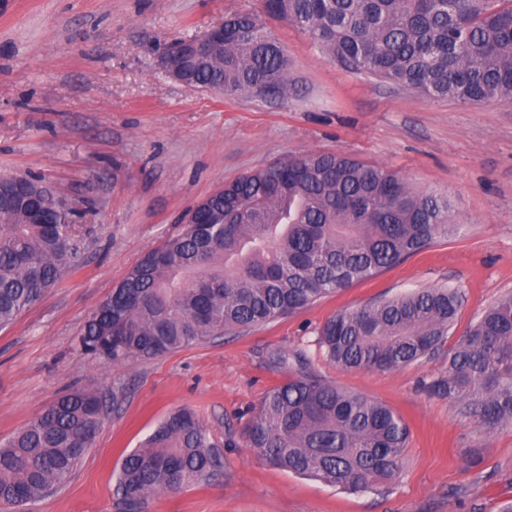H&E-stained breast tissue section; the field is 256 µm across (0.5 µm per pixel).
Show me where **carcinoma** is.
Wrapping results in <instances>:
<instances>
[{
  "label": "carcinoma",
  "mask_w": 512,
  "mask_h": 512,
  "mask_svg": "<svg viewBox=\"0 0 512 512\" xmlns=\"http://www.w3.org/2000/svg\"><path fill=\"white\" fill-rule=\"evenodd\" d=\"M280 16L345 67L464 104L512 101V0H275ZM188 87L286 98L288 54L262 16L209 29ZM27 194L53 215L40 222L14 179L0 177V328L38 302L76 262V225L56 195ZM224 223L191 224L145 252L88 320L78 346L114 363L150 360L213 336L269 323L389 269L445 238V197L416 191L397 172L343 154L308 151L245 173L193 206ZM459 308L455 290L425 288L329 317L318 343L343 370H390L440 352ZM288 380L263 397L245 430L266 465L331 487L384 486L404 468L409 429L383 404L279 353ZM426 391L484 429L512 427V296L494 302L448 352ZM105 417L101 396H60L0 442V504L20 506L61 486ZM217 448L187 409L169 414L123 459L116 493L125 512L209 479Z\"/></svg>",
  "instance_id": "cac0c4a2"
}]
</instances>
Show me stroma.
<instances>
[{"instance_id": "35a3bbf8", "label": "stroma", "mask_w": 512, "mask_h": 512, "mask_svg": "<svg viewBox=\"0 0 512 512\" xmlns=\"http://www.w3.org/2000/svg\"><path fill=\"white\" fill-rule=\"evenodd\" d=\"M262 0H0V175L42 177L85 217L77 265L0 329V440L63 394L97 392L102 428L69 479L22 512H120L123 458L172 411L190 408L219 449L209 480L154 498L148 512H500L512 503V428L486 431L424 389L445 357L345 371L317 332L332 315L421 288L461 295L449 344L512 294V103L466 105L356 73L289 21L267 18L288 51L287 99L194 91L160 54ZM307 151L344 153L448 196L458 234L372 279L243 332L120 364L77 347L87 320L140 257L177 233L224 183ZM279 352L409 428L404 469L352 493L264 465L243 430L285 382Z\"/></svg>"}]
</instances>
